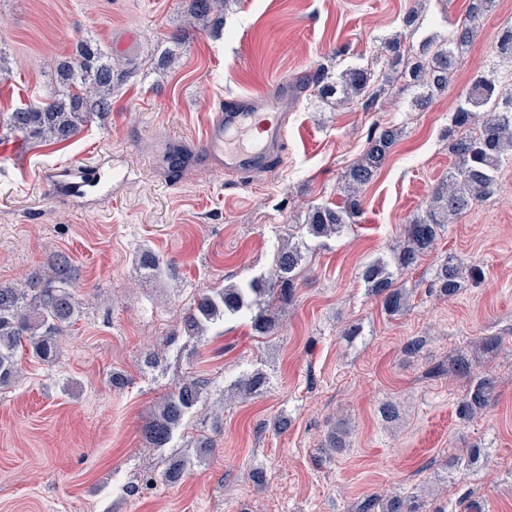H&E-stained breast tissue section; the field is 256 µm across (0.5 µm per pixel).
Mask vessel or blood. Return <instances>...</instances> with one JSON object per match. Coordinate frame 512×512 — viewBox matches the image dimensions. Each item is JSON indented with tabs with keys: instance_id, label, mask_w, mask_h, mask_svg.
I'll return each mask as SVG.
<instances>
[{
	"instance_id": "1",
	"label": "vessel or blood",
	"mask_w": 512,
	"mask_h": 512,
	"mask_svg": "<svg viewBox=\"0 0 512 512\" xmlns=\"http://www.w3.org/2000/svg\"><path fill=\"white\" fill-rule=\"evenodd\" d=\"M290 105L291 84L286 80L273 89L227 101L205 128L202 152L225 175L255 176L267 160L283 152L288 141ZM43 181L54 194L84 203L111 190L112 168L58 165L45 173Z\"/></svg>"
}]
</instances>
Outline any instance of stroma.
<instances>
[{"label":"stroma","mask_w":512,"mask_h":512,"mask_svg":"<svg viewBox=\"0 0 512 512\" xmlns=\"http://www.w3.org/2000/svg\"><path fill=\"white\" fill-rule=\"evenodd\" d=\"M472 0H421L411 45L444 38ZM412 0H230L218 26L188 23L189 0H0V283L19 284L53 251L78 270L79 320L53 363L23 361L0 391V512H354L370 495L418 494L426 512H512V165L497 192L445 225L436 251L398 277L409 308L391 316L360 277L387 259L403 228L453 166L442 134L475 71L512 73L499 27L512 0H495L484 27L428 108L396 88L382 111L337 107L307 93L292 100L288 147L256 178L236 180L205 162L198 140L224 101L320 68L383 69V42L403 32ZM182 34L175 45L170 34ZM92 39L118 75L112 110L71 140L16 137L6 112L46 97L59 62ZM177 60L163 67L165 51ZM401 133L361 211L339 237L310 240L307 278L281 313L277 335L248 320L188 339L182 316L200 291L267 271L287 236L303 237L308 204L339 203L343 172L372 130ZM106 160L121 177L83 205L53 199L52 165ZM170 261L164 276L137 270V252ZM481 276L453 297L430 284L444 258ZM361 328L348 338L347 325ZM501 348L483 352L481 338ZM465 354L497 381V400L464 422ZM261 369L266 393L224 399L226 387ZM205 381L221 411L214 453L193 458L178 483L148 486L172 452L145 447L141 427L186 373ZM127 380L112 386L113 374ZM392 405L397 418L383 420ZM345 448L320 443L336 422ZM485 451L470 470L466 448Z\"/></svg>","instance_id":"1"}]
</instances>
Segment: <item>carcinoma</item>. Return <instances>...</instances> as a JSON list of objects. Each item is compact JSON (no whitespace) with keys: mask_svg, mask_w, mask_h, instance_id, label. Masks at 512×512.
I'll list each match as a JSON object with an SVG mask.
<instances>
[{"mask_svg":"<svg viewBox=\"0 0 512 512\" xmlns=\"http://www.w3.org/2000/svg\"><path fill=\"white\" fill-rule=\"evenodd\" d=\"M223 6L224 0H189L188 13L204 24ZM491 6L492 0H474L448 39L428 41L414 56L400 37L384 42L388 71L419 89L413 101L415 107L424 108L434 91L448 86L460 55L483 28L484 15ZM495 48L499 54L512 57V23L498 30ZM57 73V85L44 102L11 113L7 120L11 131L42 142H61L71 138L80 126L111 111L114 74L100 45L80 43L75 57L60 63ZM311 83L315 96L324 101L334 97L338 104L356 103L366 110L391 96L390 81L375 77L365 66L348 68L335 77L319 70ZM398 136V129L392 126L378 127L370 134L361 158L342 175L343 205L315 204L305 212L303 226L309 236L328 239L354 222L364 187L383 166ZM444 138L454 159L448 177L435 186L423 214L405 225L392 260H374L361 271L371 294L390 315L408 309L410 302L409 292L397 284L394 272L417 266L435 249L441 228L493 195L501 169L512 163V77L485 71L475 74L466 96L452 113ZM306 251L304 243H290L274 255L269 275L196 295L184 316L185 335L200 340L211 326L230 317L250 319L259 336L276 335V308L291 301L296 284L306 276ZM136 263L155 275L163 274L168 267L167 261L148 250L136 255ZM462 278L460 268L447 261L437 269L431 288L450 297L462 288ZM80 313L73 265L63 252L50 254L24 286L0 284V390L17 383L22 357L42 363L53 361L58 336L78 320ZM452 369L467 382L458 415L470 419L490 405L496 381L488 374H474L472 360L464 354L456 356ZM269 384L268 374L257 370L235 381L230 390L245 396L259 395ZM203 402V382L191 376L183 378L147 419L143 427L147 447H167ZM346 435L338 425L322 447L339 451L345 447ZM190 467L189 457L173 455L162 479L179 481ZM357 512H423V506L416 496L373 495L360 501Z\"/></svg>","mask_w":512,"mask_h":512,"instance_id":"obj_1","label":"carcinoma"}]
</instances>
